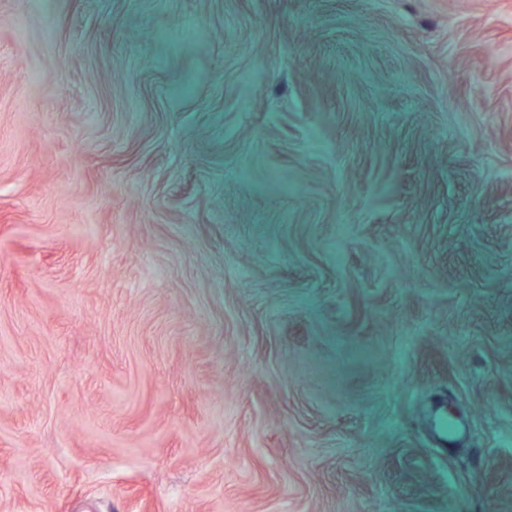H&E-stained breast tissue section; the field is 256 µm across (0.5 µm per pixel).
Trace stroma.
<instances>
[{
	"label": "stroma",
	"mask_w": 512,
	"mask_h": 512,
	"mask_svg": "<svg viewBox=\"0 0 512 512\" xmlns=\"http://www.w3.org/2000/svg\"><path fill=\"white\" fill-rule=\"evenodd\" d=\"M0 512H512V0H0Z\"/></svg>",
	"instance_id": "1"
}]
</instances>
